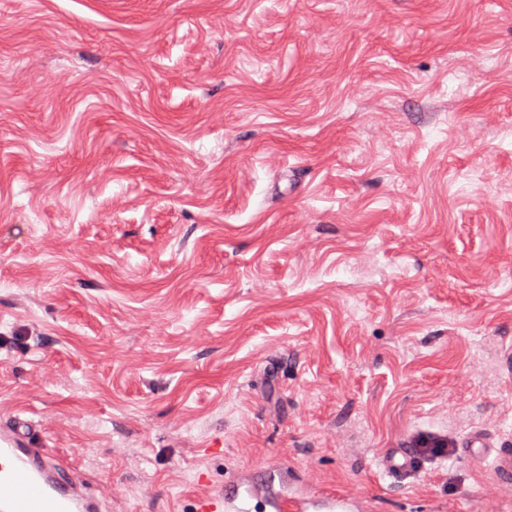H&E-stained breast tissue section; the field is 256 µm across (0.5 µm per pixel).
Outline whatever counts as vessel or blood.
Masks as SVG:
<instances>
[{
    "label": "vessel or blood",
    "mask_w": 512,
    "mask_h": 512,
    "mask_svg": "<svg viewBox=\"0 0 512 512\" xmlns=\"http://www.w3.org/2000/svg\"><path fill=\"white\" fill-rule=\"evenodd\" d=\"M460 453L473 462H487L500 480L512 481V437L494 438L477 431L468 436ZM381 466L393 479L409 473L414 461L408 449L395 448L385 454ZM304 492L279 498L276 512H309L314 505ZM321 512H367L365 499L324 493ZM105 502L84 485L70 464L41 447L33 432L0 423V512H103ZM194 512H248L241 495L223 492L195 500Z\"/></svg>",
    "instance_id": "vessel-or-blood-1"
}]
</instances>
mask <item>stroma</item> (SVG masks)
Returning a JSON list of instances; mask_svg holds the SVG:
<instances>
[{"label": "stroma", "instance_id": "stroma-1", "mask_svg": "<svg viewBox=\"0 0 512 512\" xmlns=\"http://www.w3.org/2000/svg\"><path fill=\"white\" fill-rule=\"evenodd\" d=\"M511 348L512 0H0V419L111 512H512ZM460 454L472 462H488L501 481H512V437H500L498 440L477 431L468 436ZM381 466L386 474L393 479L402 478L414 466V461L407 448H393L381 459ZM193 512H247V505L238 491L233 496L223 491L208 494L194 501ZM311 500L303 491L295 492L279 498L275 503V510L277 512H309L313 505ZM319 511L325 512H366L368 503L363 498L339 494L335 492H326L319 498Z\"/></svg>", "mask_w": 512, "mask_h": 512}]
</instances>
